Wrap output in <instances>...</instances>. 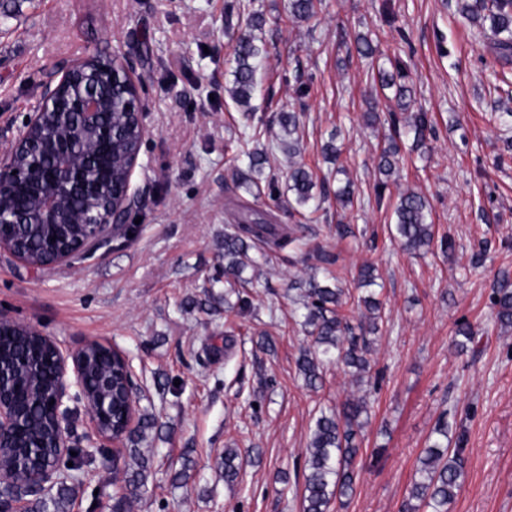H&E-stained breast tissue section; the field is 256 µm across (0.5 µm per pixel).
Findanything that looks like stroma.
I'll use <instances>...</instances> for the list:
<instances>
[{
    "label": "stroma",
    "instance_id": "1",
    "mask_svg": "<svg viewBox=\"0 0 512 512\" xmlns=\"http://www.w3.org/2000/svg\"><path fill=\"white\" fill-rule=\"evenodd\" d=\"M461 0H321L318 17L295 22L288 0H0V153L29 106L72 59L125 55L141 79L150 135L132 189V237L117 238L71 264L34 271L0 252V314L35 326L75 351L109 343L130 356L138 408L157 425L151 476L136 512H301L314 420L323 406L366 396L369 419L352 494L332 512H402L419 458L439 420L448 437L465 434V471L450 512H512V333L491 318L497 274L512 269V62L493 56L490 35L465 19ZM265 24L263 96L245 116L226 94L235 39L249 13ZM369 34L399 59L413 89L410 111L427 112L425 148L400 144L403 161L376 204L380 134L364 125L368 98L378 112L393 90L372 95L377 73L355 50ZM301 115L300 163L327 192L353 181L351 207L328 201L317 221L291 213L288 158L271 152L264 176L275 195L246 197L233 161L238 139L263 125L259 147L281 132L280 113ZM337 133L339 164L323 146ZM414 190L432 208L435 235L454 242L423 255L391 234L398 194ZM295 229L287 246L260 263L261 286L244 310L210 316L198 301L224 305V231L241 202ZM352 232L337 238V222ZM337 255L354 296L363 265L377 269L383 324L370 361L382 374L354 382L330 365L323 385L306 387L297 369L307 343L292 318L294 282L307 279V253ZM485 264L469 269L472 254ZM469 322L480 351L458 352L456 330ZM233 335L232 357L224 337ZM271 348H257L260 339ZM254 456L241 482L226 487L214 467L227 447ZM194 468L176 482L183 458ZM82 506L112 512L118 490L112 459H96L77 486Z\"/></svg>",
    "mask_w": 512,
    "mask_h": 512
}]
</instances>
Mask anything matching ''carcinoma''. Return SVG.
I'll return each mask as SVG.
<instances>
[{"mask_svg":"<svg viewBox=\"0 0 512 512\" xmlns=\"http://www.w3.org/2000/svg\"><path fill=\"white\" fill-rule=\"evenodd\" d=\"M319 0H289L288 13L298 21H310L317 16ZM461 13L472 23L490 31L492 39L489 51L499 60H512V0H463ZM358 54L364 58L382 55L379 44L366 35L356 38ZM267 52L255 43V36L242 34L237 37L231 62L234 64L233 85L228 93L231 100L243 108L246 116L252 115L251 100L262 93L263 88L258 76L264 69ZM390 69L378 70V80L383 87L396 88L395 98L401 111L408 110L407 99L411 90L401 80L405 73L399 62L388 60ZM300 115L297 112H283L279 124L288 142H280V147L293 157L299 151V143L294 134L299 126ZM365 120L370 126H388L386 143L378 155V170L386 176L396 173L400 164V148L396 138L405 135L412 137L413 146L418 148L426 140L430 130L427 114L416 112L399 125L397 113L391 111L382 116L378 112H368ZM235 161L246 165L251 172H259L266 163V151L251 150L247 145L240 146ZM288 192L294 202V211L301 217L311 216L321 209L328 198L324 192H316V183L312 173L302 165L292 163L288 170ZM395 231L401 247L416 253L428 251L434 242V224L427 199L414 191L402 192L393 211ZM297 240L293 231L271 222L269 218L256 213L247 205H241L236 223L224 231V283L227 292L236 295V305L240 309L250 306L241 289L260 286L257 278L243 277L244 264L238 257L247 254L251 248L258 249L268 258ZM342 269L326 270L325 283L316 277L309 278L302 297V324L306 335L311 338L312 347L300 352L297 366L304 383L311 389L322 386L325 365L334 363L361 379L370 375L372 366L368 355L370 343L367 336L378 329L381 320V304L372 295L358 298L353 303L345 290L337 286L341 282ZM364 305L357 324H352L353 306ZM491 317L500 330L512 329V274L503 269L491 296ZM463 340L457 342L462 350H476L481 339L478 332L463 323L457 330ZM109 362L108 353L101 349L94 356L88 374V382L95 387L99 382V369ZM113 426L123 429L120 440L128 444L124 449V493L116 501L115 508L130 510L139 499V492L145 487L150 475L154 449L150 448V431L155 427V417L147 413L138 416L137 425L126 429L122 424L125 399L133 393L132 374L117 364L112 368ZM367 414L366 398L348 400L340 406L319 409L315 418L312 439L305 449L307 473L301 494L302 512H329L333 500L347 497L353 491L354 462L359 453L355 443L356 435ZM437 439L424 456L420 457V467L414 480L409 501L404 504V512H448L461 487L464 474V445L466 437L459 434L455 447L446 444L448 440V421H439L434 428ZM251 463L248 456L236 448L224 449V455L216 459V468L224 474V482L232 485L237 482L243 468ZM76 486L62 484L53 492L26 499V512H72L76 501Z\"/></svg>","mask_w":512,"mask_h":512,"instance_id":"carcinoma-1","label":"carcinoma"}]
</instances>
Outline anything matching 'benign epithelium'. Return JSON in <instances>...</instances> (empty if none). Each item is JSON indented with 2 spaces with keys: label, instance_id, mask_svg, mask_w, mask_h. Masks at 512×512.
<instances>
[{
  "label": "benign epithelium",
  "instance_id": "1",
  "mask_svg": "<svg viewBox=\"0 0 512 512\" xmlns=\"http://www.w3.org/2000/svg\"><path fill=\"white\" fill-rule=\"evenodd\" d=\"M124 100L117 126H112V90ZM150 130L144 122L140 79L124 55L89 54L72 61L48 83L31 107L28 121L0 158V251L9 252L33 270L69 263L111 239L128 236V216L138 203L131 191L140 148ZM37 230L48 244L30 256L20 237ZM0 336H35L52 354L53 381L45 387L30 379L23 395L0 393V445L6 437L17 448L40 443L18 435L27 403L34 400L54 429L55 460L37 462L28 472L30 490L58 484L71 474L60 461L75 450L68 426L72 408L81 402L90 435L86 447L117 442L101 414L112 399V382L90 393L84 386L90 351L104 348L112 360L127 358L110 344L95 342L70 352L36 327L0 316Z\"/></svg>",
  "mask_w": 512,
  "mask_h": 512
}]
</instances>
